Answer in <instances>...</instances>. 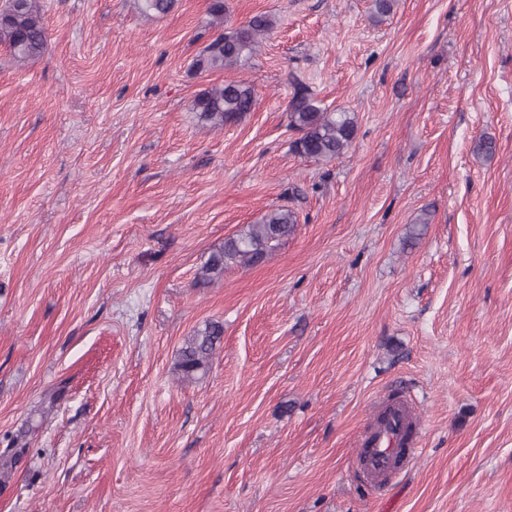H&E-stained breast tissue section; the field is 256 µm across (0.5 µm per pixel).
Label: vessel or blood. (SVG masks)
Here are the masks:
<instances>
[{"label":"vessel or blood","instance_id":"obj_1","mask_svg":"<svg viewBox=\"0 0 512 512\" xmlns=\"http://www.w3.org/2000/svg\"><path fill=\"white\" fill-rule=\"evenodd\" d=\"M415 404L403 399L385 404L375 423L357 441L356 457L370 483L382 486L390 477L415 462L422 453L416 432Z\"/></svg>","mask_w":512,"mask_h":512}]
</instances>
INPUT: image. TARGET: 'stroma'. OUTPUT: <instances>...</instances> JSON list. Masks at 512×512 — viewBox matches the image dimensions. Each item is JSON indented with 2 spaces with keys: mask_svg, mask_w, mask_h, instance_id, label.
I'll list each match as a JSON object with an SVG mask.
<instances>
[{
  "mask_svg": "<svg viewBox=\"0 0 512 512\" xmlns=\"http://www.w3.org/2000/svg\"><path fill=\"white\" fill-rule=\"evenodd\" d=\"M41 3L43 56L0 45V448L30 431L0 512H512V0H224L273 27L210 72L208 0ZM224 80L256 102L213 128ZM298 83L354 114L342 156L295 151ZM280 206L292 237L199 280ZM393 396L424 451L376 488L354 450ZM254 88L241 81L215 83L196 95L193 110L214 128L235 123L255 105ZM223 335V325L209 322L184 339L176 363V370L183 382H196L207 373L221 346Z\"/></svg>",
  "mask_w": 512,
  "mask_h": 512,
  "instance_id": "stroma-1",
  "label": "stroma"
}]
</instances>
